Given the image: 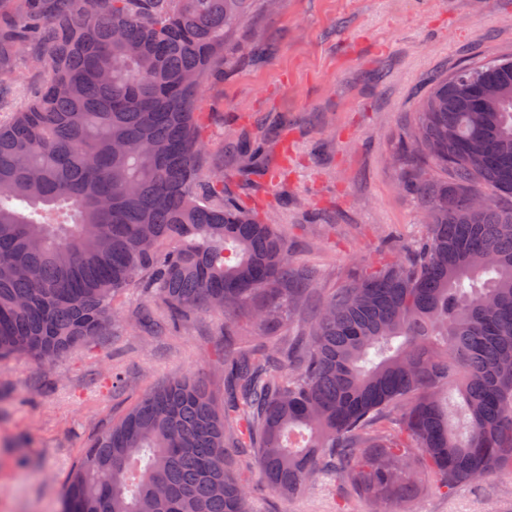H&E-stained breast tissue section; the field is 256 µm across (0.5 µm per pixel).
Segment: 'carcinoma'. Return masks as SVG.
Listing matches in <instances>:
<instances>
[{"mask_svg": "<svg viewBox=\"0 0 512 512\" xmlns=\"http://www.w3.org/2000/svg\"><path fill=\"white\" fill-rule=\"evenodd\" d=\"M250 0H0V87L47 80L0 121V358L51 361L118 317L141 284L177 325L224 323L226 418L199 376L145 393L89 442L62 512H248L230 443L267 486L319 472L387 512L512 474V54L436 79L402 155L425 234L328 293L301 335L238 350L311 288L275 225L205 167L204 80ZM237 173L271 172L240 137ZM493 191L482 209L471 198Z\"/></svg>", "mask_w": 512, "mask_h": 512, "instance_id": "1", "label": "carcinoma"}]
</instances>
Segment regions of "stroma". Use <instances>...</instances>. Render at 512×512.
I'll list each match as a JSON object with an SVG mask.
<instances>
[{
    "label": "stroma",
    "mask_w": 512,
    "mask_h": 512,
    "mask_svg": "<svg viewBox=\"0 0 512 512\" xmlns=\"http://www.w3.org/2000/svg\"><path fill=\"white\" fill-rule=\"evenodd\" d=\"M271 47L250 62L252 29ZM512 52V0H254L231 35L224 71L204 83L207 166L225 197L276 224L296 265L312 273L305 310L389 260L386 237L420 234L407 168L398 159L430 79L467 60ZM288 125L278 128L280 117ZM264 138L282 168L250 181L236 173L240 133ZM162 329L126 320L57 361L0 359V512H61L65 480L88 439L162 381L203 375L224 398V318L198 313ZM251 512H373L330 476L299 495L270 491L251 452H236ZM401 512H512V475L452 494L400 502Z\"/></svg>",
    "instance_id": "35a3bbf8"
}]
</instances>
